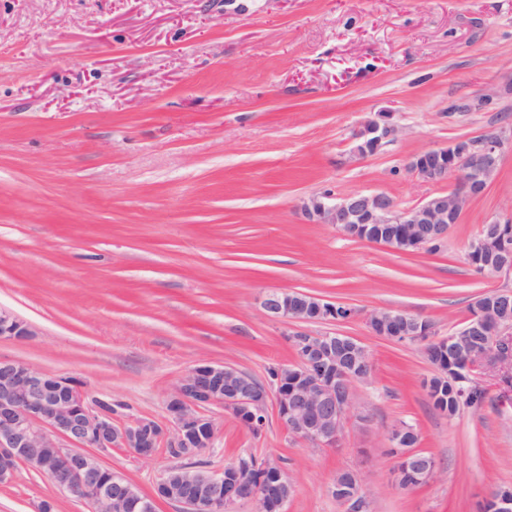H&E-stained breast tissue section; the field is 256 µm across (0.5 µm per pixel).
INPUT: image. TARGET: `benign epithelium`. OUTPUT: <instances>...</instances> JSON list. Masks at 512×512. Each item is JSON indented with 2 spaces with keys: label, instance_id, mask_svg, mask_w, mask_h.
<instances>
[{
  "label": "benign epithelium",
  "instance_id": "obj_1",
  "mask_svg": "<svg viewBox=\"0 0 512 512\" xmlns=\"http://www.w3.org/2000/svg\"><path fill=\"white\" fill-rule=\"evenodd\" d=\"M400 129L389 112H376L353 134V157L363 159L380 152L397 138ZM512 129L478 138L452 140L447 145L413 154L408 169L430 183L453 180L451 187L407 208L398 207L384 192L353 193L336 199L313 195L301 206L306 218L331 224L342 233L400 251L438 246L451 225L472 200L484 195L497 175L504 143ZM466 259L487 275L512 274V220H492L482 225L468 244ZM266 316L285 324L344 322L355 310L323 302L296 291H272L262 299ZM368 324L376 336L433 343L457 344V337L482 336L491 344L467 347L457 363L456 376L471 375L486 364L512 370V290L479 296L466 323L444 339L433 338L426 320L394 310L374 311ZM30 326L0 309V337L24 339ZM295 362L277 368L274 391L252 381L226 364L202 362L193 367L167 401L172 430L150 419L117 427L112 412L93 408L85 393L70 378L48 375L22 362L0 360V483L10 480L15 466L24 462L52 479L58 488L90 505L91 512H156L159 501L183 506L185 512H233L241 500L257 504V512H285L293 493L288 473L274 460L261 462L241 457L212 472L194 466L166 470L146 495L124 475L105 467L97 451L114 445L137 456L155 454L165 437L181 457L192 458L210 448L215 422L200 408L222 403L241 422L261 431L269 395H275L283 426L301 440L316 446L336 444L353 405V384L370 379L373 365L360 341L337 333L292 334ZM417 430L398 425L390 433V449L399 459L394 481L425 483L434 476L430 459L415 451ZM345 485L332 482L328 491L346 512H371V501L357 472ZM486 512H512V492L492 493Z\"/></svg>",
  "mask_w": 512,
  "mask_h": 512
}]
</instances>
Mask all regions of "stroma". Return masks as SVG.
Masks as SVG:
<instances>
[{
	"label": "stroma",
	"instance_id": "35a3bbf8",
	"mask_svg": "<svg viewBox=\"0 0 512 512\" xmlns=\"http://www.w3.org/2000/svg\"><path fill=\"white\" fill-rule=\"evenodd\" d=\"M374 112L401 128L352 157ZM512 126V0H0V308L30 324L0 359L70 377L111 403L117 425L164 421L198 362L263 384L292 362L290 330L262 297L298 290L353 308L311 334L357 338L373 364L333 446L281 425L275 401L252 433L223 404L196 465L252 453L295 487L286 512H345L329 493L359 472L372 512H481L512 490V387L473 375L478 404L449 417L422 386L421 344L373 335L367 316L407 312L442 338L479 294L512 289L465 259L482 224L512 217V145L486 194L435 251L357 240L300 211L308 197L384 192L400 208L439 192L414 153ZM414 425L435 475L397 486L389 429ZM142 493L181 460L101 451ZM89 512L27 464L0 485V512Z\"/></svg>",
	"mask_w": 512,
	"mask_h": 512
}]
</instances>
